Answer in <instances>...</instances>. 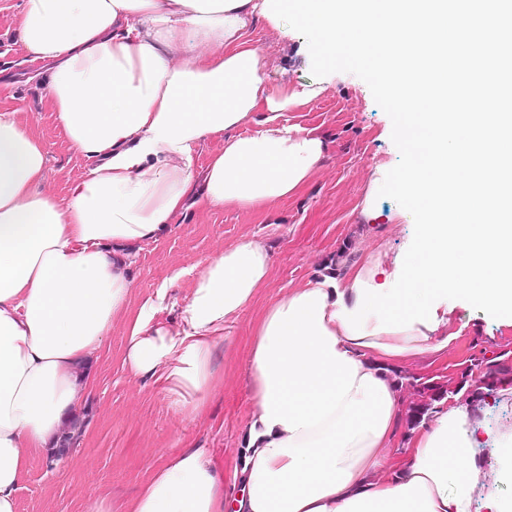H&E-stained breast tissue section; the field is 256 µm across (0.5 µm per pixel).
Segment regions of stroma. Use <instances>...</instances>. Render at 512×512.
<instances>
[{"mask_svg": "<svg viewBox=\"0 0 512 512\" xmlns=\"http://www.w3.org/2000/svg\"><path fill=\"white\" fill-rule=\"evenodd\" d=\"M20 2L0 0V82L8 86L9 106L19 109L46 148V190L63 200L70 183L87 174L95 161L63 138L45 102L37 77L40 66L31 62L16 32ZM250 38L270 61L269 81L311 83V59L300 33L289 31L283 41L260 20ZM321 83L320 96L278 117L279 123L313 131L327 143L324 164L292 195L261 214L231 206L188 205L158 239L131 251L134 302L167 281L171 300L180 303L193 285L188 267L245 239L267 246L271 265L265 287L225 326L226 339L215 349L214 361L224 371L223 388L209 397L199 416L177 415L157 385L131 377L124 369V325L114 322L88 363L95 383L75 414L78 430L69 451L61 456L52 448L28 460L18 481L17 512H91L102 500L117 504L136 492L148 470L184 448L207 449L214 467L232 476L252 410L247 369L253 331L267 302L324 274L341 251L358 261L381 245L392 260L411 243L413 218L391 198H377L373 223L356 220L370 184L384 180L399 161L390 118L356 75L332 73ZM449 306L462 329L457 342L440 358L409 360L404 371L443 382L457 378L481 353L512 350V331L498 329L485 312L462 300Z\"/></svg>", "mask_w": 512, "mask_h": 512, "instance_id": "stroma-1", "label": "stroma"}]
</instances>
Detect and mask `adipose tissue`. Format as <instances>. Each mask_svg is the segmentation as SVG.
Wrapping results in <instances>:
<instances>
[{
	"instance_id": "obj_1",
	"label": "adipose tissue",
	"mask_w": 512,
	"mask_h": 512,
	"mask_svg": "<svg viewBox=\"0 0 512 512\" xmlns=\"http://www.w3.org/2000/svg\"><path fill=\"white\" fill-rule=\"evenodd\" d=\"M286 0H22L17 29L44 66L47 100L65 139L96 161L47 192V152L14 111L0 110V512H16L30 454L57 443L94 378L84 365L114 320L122 362L164 381L173 410L203 412L223 385L214 364L224 327L263 288L266 247L249 240L207 259L168 322L169 287L131 307L133 245L168 229L191 191L209 207L264 211L322 164L317 135L275 115L318 96L264 75L249 31L263 18L288 35ZM266 126L238 127L254 112ZM224 147L196 173L206 139ZM380 253L337 275L308 280L272 301L254 329L252 411L232 483L206 449L168 455L122 512H475L477 448L512 447V433L478 432L458 399L402 437L388 371L447 352L456 332L423 324L353 338L335 316L355 308V281L377 284ZM404 456L391 467L387 451Z\"/></svg>"
}]
</instances>
